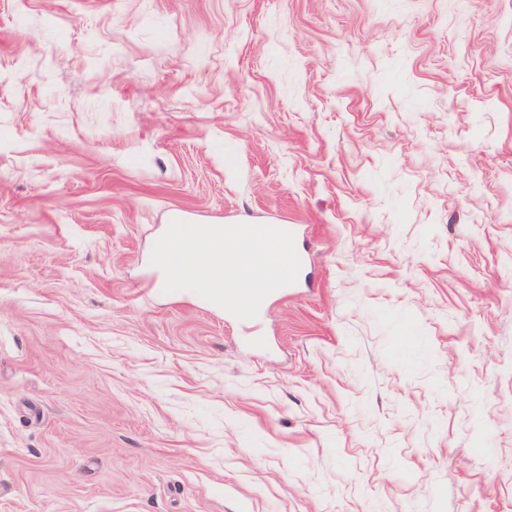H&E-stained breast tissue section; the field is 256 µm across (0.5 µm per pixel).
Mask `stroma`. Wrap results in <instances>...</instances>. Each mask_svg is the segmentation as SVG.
Segmentation results:
<instances>
[{
    "instance_id": "stroma-1",
    "label": "stroma",
    "mask_w": 512,
    "mask_h": 512,
    "mask_svg": "<svg viewBox=\"0 0 512 512\" xmlns=\"http://www.w3.org/2000/svg\"><path fill=\"white\" fill-rule=\"evenodd\" d=\"M0 512H512V0H0Z\"/></svg>"
}]
</instances>
